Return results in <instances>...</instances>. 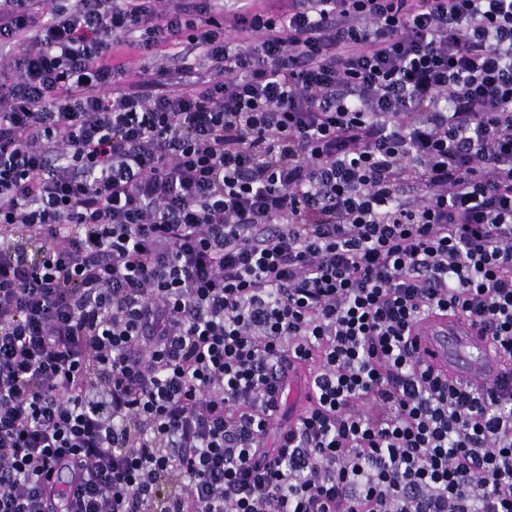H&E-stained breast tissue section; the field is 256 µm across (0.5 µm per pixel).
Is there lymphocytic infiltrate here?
<instances>
[{"label": "lymphocytic infiltrate", "instance_id": "obj_1", "mask_svg": "<svg viewBox=\"0 0 512 512\" xmlns=\"http://www.w3.org/2000/svg\"><path fill=\"white\" fill-rule=\"evenodd\" d=\"M221 12L0 0V512H512V0ZM112 61L125 65L130 71H135L143 63L144 57L137 48L125 42L114 47ZM416 354L455 382L476 388L507 380L512 363L479 326L463 316L430 315L415 330Z\"/></svg>", "mask_w": 512, "mask_h": 512}]
</instances>
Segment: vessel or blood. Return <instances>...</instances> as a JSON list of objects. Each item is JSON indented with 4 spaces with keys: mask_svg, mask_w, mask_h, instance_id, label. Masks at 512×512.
Segmentation results:
<instances>
[{
    "mask_svg": "<svg viewBox=\"0 0 512 512\" xmlns=\"http://www.w3.org/2000/svg\"><path fill=\"white\" fill-rule=\"evenodd\" d=\"M417 355L455 382L488 388L512 378V362L479 326L463 316L431 315L415 330Z\"/></svg>",
    "mask_w": 512,
    "mask_h": 512,
    "instance_id": "obj_1",
    "label": "vessel or blood"
}]
</instances>
